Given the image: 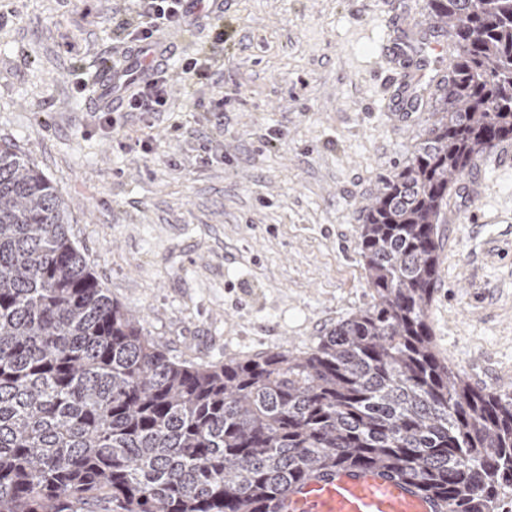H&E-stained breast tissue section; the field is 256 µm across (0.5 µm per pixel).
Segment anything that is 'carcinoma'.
<instances>
[{
	"instance_id": "cac0c4a2",
	"label": "carcinoma",
	"mask_w": 512,
	"mask_h": 512,
	"mask_svg": "<svg viewBox=\"0 0 512 512\" xmlns=\"http://www.w3.org/2000/svg\"><path fill=\"white\" fill-rule=\"evenodd\" d=\"M430 9L451 76L367 207L373 304L298 355L170 357L89 268L59 190L0 147V512H271L340 466L394 473L444 512H499L512 394L442 363L427 309L448 184L512 139V0Z\"/></svg>"
}]
</instances>
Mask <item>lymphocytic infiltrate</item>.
I'll use <instances>...</instances> for the list:
<instances>
[{"label":"lymphocytic infiltrate","instance_id":"lymphocytic-infiltrate-1","mask_svg":"<svg viewBox=\"0 0 512 512\" xmlns=\"http://www.w3.org/2000/svg\"><path fill=\"white\" fill-rule=\"evenodd\" d=\"M135 18L117 21L120 49L111 65L123 69L127 54L131 52H153L150 73L134 80L131 93L113 96L110 88H103L101 102L97 108L99 121L106 127H117L122 113L164 111L169 97L170 86L164 53L160 49L159 37L175 29H190L196 18L208 20L215 43H223L224 27L221 19L223 9L213 7V0H137Z\"/></svg>","mask_w":512,"mask_h":512}]
</instances>
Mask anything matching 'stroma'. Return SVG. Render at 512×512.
Returning <instances> with one entry per match:
<instances>
[{
  "instance_id": "stroma-1",
  "label": "stroma",
  "mask_w": 512,
  "mask_h": 512,
  "mask_svg": "<svg viewBox=\"0 0 512 512\" xmlns=\"http://www.w3.org/2000/svg\"><path fill=\"white\" fill-rule=\"evenodd\" d=\"M428 0H224V42L172 32L166 111L101 130L91 93L132 0H0V142L60 190L70 231L113 300L180 360L299 354L373 302L358 240L383 177L426 138L432 97L398 123L378 40L402 20L433 32ZM221 71L184 79L185 58ZM223 99L224 124L205 104ZM223 160L202 164L197 139ZM151 152L122 149L125 137ZM474 198L450 183L440 358L475 387L512 391V172Z\"/></svg>"
}]
</instances>
